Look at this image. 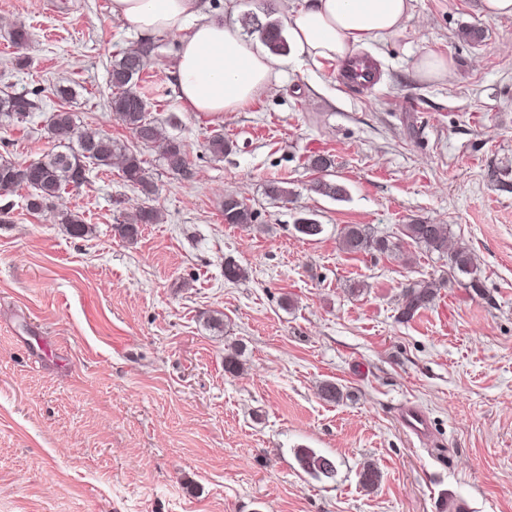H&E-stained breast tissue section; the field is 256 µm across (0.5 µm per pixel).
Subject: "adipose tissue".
I'll return each mask as SVG.
<instances>
[{
	"instance_id": "obj_1",
	"label": "adipose tissue",
	"mask_w": 512,
	"mask_h": 512,
	"mask_svg": "<svg viewBox=\"0 0 512 512\" xmlns=\"http://www.w3.org/2000/svg\"><path fill=\"white\" fill-rule=\"evenodd\" d=\"M111 12L143 39L178 36L173 75L189 112L243 110L266 88L278 63L276 55L226 25L206 0H112ZM410 14V0H294L283 24L295 59L338 64L396 36Z\"/></svg>"
}]
</instances>
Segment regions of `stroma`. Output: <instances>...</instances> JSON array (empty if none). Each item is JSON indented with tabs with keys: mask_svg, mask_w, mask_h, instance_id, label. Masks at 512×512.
<instances>
[{
	"mask_svg": "<svg viewBox=\"0 0 512 512\" xmlns=\"http://www.w3.org/2000/svg\"><path fill=\"white\" fill-rule=\"evenodd\" d=\"M281 2L209 0L236 28L248 13L278 19ZM412 5L401 35L364 49L375 86L347 89L337 67L288 53L250 106L219 115L183 108L178 38L154 37L141 90L188 143L186 180L108 107L113 60L142 43L111 0H0V90L39 104L0 123V155L53 151L45 120L66 110L136 147L157 188L148 197L97 169L38 213L28 189L0 195V512H449L457 500L512 512V17H485L481 0ZM428 52L452 59L450 78L418 75ZM218 132L231 149L215 160L203 145ZM314 154L333 160L344 200L311 191ZM271 179L292 203L266 195ZM228 193L256 228L225 223ZM144 204L162 222L115 236L120 213ZM70 210L85 237L59 224ZM300 217L323 233L298 234ZM417 222L449 225L474 275L413 245L409 263L339 246L346 224L386 236ZM229 255L245 281L225 280ZM420 279L437 294L400 320ZM326 382L339 401L320 396ZM405 402L428 412L433 442L402 431ZM302 446L333 458L335 475L303 471ZM366 464L380 474L368 488Z\"/></svg>",
	"mask_w": 512,
	"mask_h": 512,
	"instance_id": "obj_1",
	"label": "stroma"
}]
</instances>
